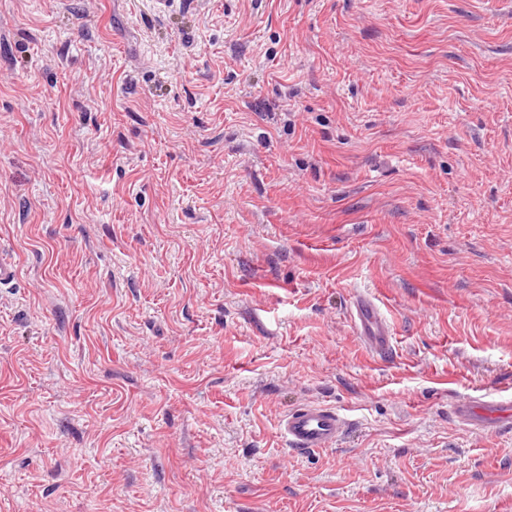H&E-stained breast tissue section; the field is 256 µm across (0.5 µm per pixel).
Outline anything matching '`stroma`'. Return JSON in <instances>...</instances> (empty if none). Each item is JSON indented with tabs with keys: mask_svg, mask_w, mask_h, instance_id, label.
Instances as JSON below:
<instances>
[{
	"mask_svg": "<svg viewBox=\"0 0 512 512\" xmlns=\"http://www.w3.org/2000/svg\"><path fill=\"white\" fill-rule=\"evenodd\" d=\"M1 255L0 512H512L500 0H0ZM351 316L358 334L378 356L391 350V337L386 321L376 305L366 296L356 298ZM453 415L460 424L473 431L496 432L512 419V398H463L454 406ZM346 421L335 408L305 403L280 419V432L287 446L295 452L329 449L344 435Z\"/></svg>",
	"mask_w": 512,
	"mask_h": 512,
	"instance_id": "35a3bbf8",
	"label": "stroma"
}]
</instances>
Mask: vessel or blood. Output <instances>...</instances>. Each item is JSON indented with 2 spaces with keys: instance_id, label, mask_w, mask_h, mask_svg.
Listing matches in <instances>:
<instances>
[{
  "instance_id": "1",
  "label": "vessel or blood",
  "mask_w": 512,
  "mask_h": 512,
  "mask_svg": "<svg viewBox=\"0 0 512 512\" xmlns=\"http://www.w3.org/2000/svg\"><path fill=\"white\" fill-rule=\"evenodd\" d=\"M351 316L358 334L377 355L391 349L388 326L367 297H357ZM455 419L467 428L479 432H494L512 421V398L491 399L467 397L453 408ZM346 421L335 408L305 403L285 414L280 420V432L287 446L296 452H315L335 446L344 435Z\"/></svg>"
}]
</instances>
